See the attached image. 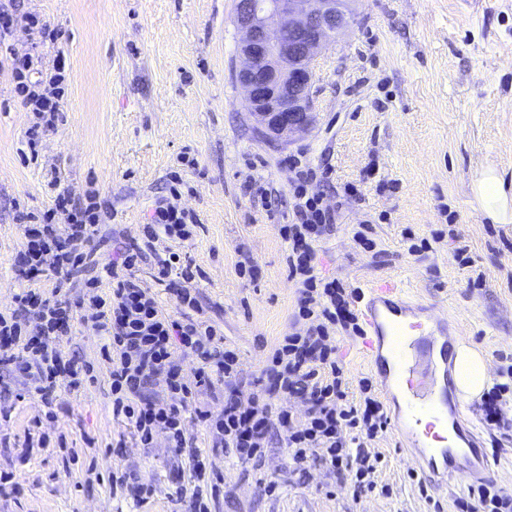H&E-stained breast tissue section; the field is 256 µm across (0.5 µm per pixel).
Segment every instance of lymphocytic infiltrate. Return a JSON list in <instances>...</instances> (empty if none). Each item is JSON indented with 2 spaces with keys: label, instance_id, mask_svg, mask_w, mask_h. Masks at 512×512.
Instances as JSON below:
<instances>
[{
  "label": "lymphocytic infiltrate",
  "instance_id": "1",
  "mask_svg": "<svg viewBox=\"0 0 512 512\" xmlns=\"http://www.w3.org/2000/svg\"><path fill=\"white\" fill-rule=\"evenodd\" d=\"M15 90L37 113H56L58 96L65 80L64 64H57L50 79L52 92H37L31 80L35 72L30 57L12 58ZM312 171H297L295 194L298 201L293 221L278 227L288 245V272L298 285L294 329L282 336L253 384L249 403H242V368L235 350L225 347L224 336L206 318L191 284L192 264L168 250L157 258V281L181 278L175 289L182 317L164 314L155 294L141 287L137 277L143 259L138 245H129L120 260L105 265L112 286L98 293V278L87 277L95 263L87 245L98 219L96 202L75 203L69 191L59 192L53 208L30 217L23 227V242L13 265L17 279L31 287L14 295L13 305L0 311V370L14 375L20 389L16 400H39L45 412L35 417L34 427L57 420L59 389L80 391L91 376L88 369L68 357L64 340L70 322L78 315L68 299H48L33 289L45 270L61 280L85 278L90 289L84 322L102 339L100 351L112 365V415L136 437L141 447L155 445L157 434H165L175 455H187L192 467V496L199 512H206L209 487L208 457L190 446L185 437L186 422H194L209 434L213 448H231L239 461L254 463L280 439L295 464L310 455L337 474L353 473L357 490H374L375 477L383 460L370 443L384 436L391 418L384 404L368 391L350 395L344 383L332 335L337 326L361 333L355 312L356 290L320 275L313 244L336 220L334 211L324 208L319 197L307 196ZM198 226L194 213L159 199L149 224L143 228L148 242L162 239L181 243L192 241ZM39 322L36 333L21 326L26 316ZM195 370V385H188L184 371ZM162 380L161 393L148 394L155 380ZM224 388V405L213 410L198 404L194 387ZM505 385H494L479 405L478 422L490 435L494 453H501V436L512 432V417L506 409L512 402Z\"/></svg>",
  "mask_w": 512,
  "mask_h": 512
}]
</instances>
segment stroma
Listing matches in <instances>:
<instances>
[{
    "instance_id": "obj_1",
    "label": "stroma",
    "mask_w": 512,
    "mask_h": 512,
    "mask_svg": "<svg viewBox=\"0 0 512 512\" xmlns=\"http://www.w3.org/2000/svg\"><path fill=\"white\" fill-rule=\"evenodd\" d=\"M354 0L348 28L314 60L315 121L291 143L268 142L245 109L236 0H0L51 21L53 36L18 24L0 37V309L21 291L11 267L24 213L44 212L57 190L94 197L100 265L141 241L158 196L193 210L200 227L187 254L199 271L198 299L235 349L259 370L292 332L298 290L278 234L294 206L288 158L315 172L309 191L335 209L315 244L319 267L353 287L405 279L449 333L484 353L492 383L512 365V222H494L472 185L496 169L512 199V0ZM32 55L43 74L65 60L61 108L30 149L37 121L14 92L10 56ZM262 180L265 194L250 190ZM275 206H267V199ZM375 249L358 246L359 225ZM260 273L240 277V253ZM336 345L350 391L361 379L388 411L360 340ZM95 375L81 395L61 391L48 447L25 451L39 403L16 401L0 372V409L11 412L0 471L19 487L0 512H194L187 457L144 448L111 413L110 365L90 325L74 321L66 344ZM384 457L377 490L316 462L296 470L273 443L257 464L211 452L218 488L210 512H456L469 482L427 471V495L396 431L376 440ZM132 470L151 495L134 504L113 493L112 470Z\"/></svg>"
}]
</instances>
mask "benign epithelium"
<instances>
[{
  "label": "benign epithelium",
  "instance_id": "1",
  "mask_svg": "<svg viewBox=\"0 0 512 512\" xmlns=\"http://www.w3.org/2000/svg\"><path fill=\"white\" fill-rule=\"evenodd\" d=\"M350 2L238 0L237 80L267 140L285 143L312 126V61L347 26Z\"/></svg>",
  "mask_w": 512,
  "mask_h": 512
}]
</instances>
